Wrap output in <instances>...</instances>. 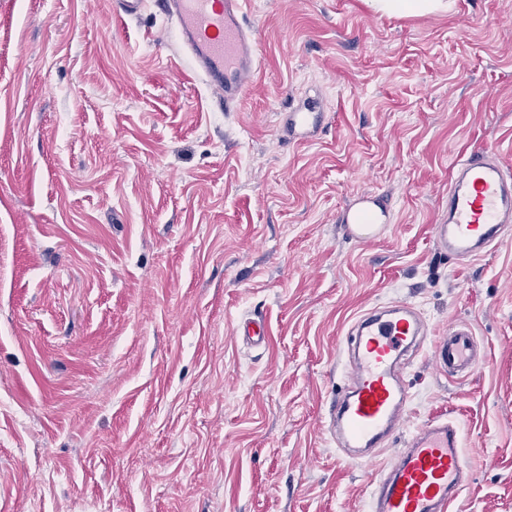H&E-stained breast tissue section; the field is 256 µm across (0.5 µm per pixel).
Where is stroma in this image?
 Listing matches in <instances>:
<instances>
[{"mask_svg":"<svg viewBox=\"0 0 512 512\" xmlns=\"http://www.w3.org/2000/svg\"><path fill=\"white\" fill-rule=\"evenodd\" d=\"M246 9L261 67L222 112L153 0H0V512H364L404 437L344 462L325 421L353 319L396 300L472 328L466 379L413 356L406 426L462 427L454 512H512V239L431 238L460 156L512 166V0ZM363 193L370 245L338 222ZM441 0H380V9L392 14H424L437 9ZM324 118V112H304L301 109L288 112V143L304 142L311 129L318 128Z\"/></svg>","mask_w":512,"mask_h":512,"instance_id":"obj_1","label":"stroma"}]
</instances>
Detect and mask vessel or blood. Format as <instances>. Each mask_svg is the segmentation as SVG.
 Masks as SVG:
<instances>
[{"mask_svg":"<svg viewBox=\"0 0 512 512\" xmlns=\"http://www.w3.org/2000/svg\"><path fill=\"white\" fill-rule=\"evenodd\" d=\"M160 9L179 35L180 55L192 62L198 80L222 111H237L259 67L254 31L245 21V0H160ZM325 118L321 112L288 115V140L299 144ZM448 208L431 227L435 245L451 256L478 258L512 223V170L488 152L476 151L455 165ZM376 196L361 194L339 221L348 239L362 245L377 238ZM353 354L344 398L329 406L342 451L379 449L404 419L409 385L405 355L424 344L429 330L409 304L386 313H365L354 324ZM435 367L467 377L479 364L473 332L450 326L431 348ZM471 470L459 425L432 419L394 449L379 474L370 512H452Z\"/></svg>","mask_w":512,"mask_h":512,"instance_id":"b4317fda","label":"vessel or blood"}]
</instances>
